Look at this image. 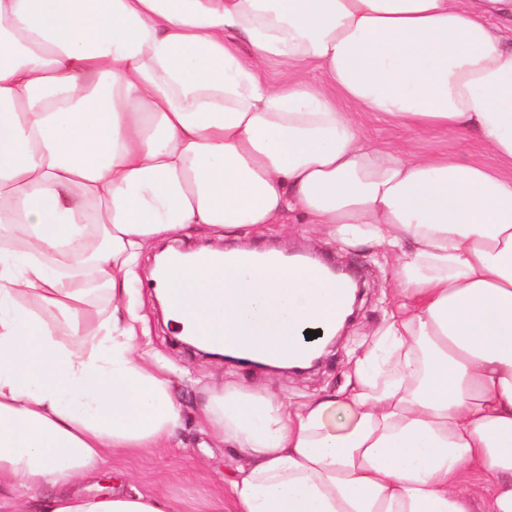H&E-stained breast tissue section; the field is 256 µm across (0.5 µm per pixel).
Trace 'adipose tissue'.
<instances>
[{
  "mask_svg": "<svg viewBox=\"0 0 512 512\" xmlns=\"http://www.w3.org/2000/svg\"><path fill=\"white\" fill-rule=\"evenodd\" d=\"M492 10L512 0H0V512L46 487L47 512H172L65 491L181 426L117 318L130 262L291 212L395 253L397 300L347 389L209 396L206 427L247 458L232 512H512V42ZM270 60L287 82L260 79ZM356 112L475 134L498 164L381 148Z\"/></svg>",
  "mask_w": 512,
  "mask_h": 512,
  "instance_id": "adipose-tissue-1",
  "label": "adipose tissue"
}]
</instances>
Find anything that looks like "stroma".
Returning <instances> with one entry per match:
<instances>
[{
    "mask_svg": "<svg viewBox=\"0 0 512 512\" xmlns=\"http://www.w3.org/2000/svg\"><path fill=\"white\" fill-rule=\"evenodd\" d=\"M358 121L381 147L408 149L426 157L449 155L465 162H494L480 140L470 134L451 140L445 133L433 131L412 139L386 120L362 115ZM167 246L275 249L283 253L303 248L316 252L322 262L350 268L361 282L363 293L343 336L335 347L324 352L320 364L312 371L298 374L207 359L183 346L177 325L166 322L162 301L149 285L157 253ZM395 266V258L384 250L335 240L318 225L303 223L296 213L259 230L248 225L230 231L196 225L186 233L143 247L131 265V306L137 316L141 350L161 368L183 403L180 443L162 451L114 453L109 474L79 481L74 484V491L94 494L134 488L166 499L175 512H211L212 499L226 489L244 458L239 449L215 445L205 432L201 408L208 395L222 390L224 385L241 383L299 404L323 392L345 388L351 368L358 357L375 345L393 306Z\"/></svg>",
    "mask_w": 512,
    "mask_h": 512,
    "instance_id": "35a3bbf8",
    "label": "stroma"
}]
</instances>
